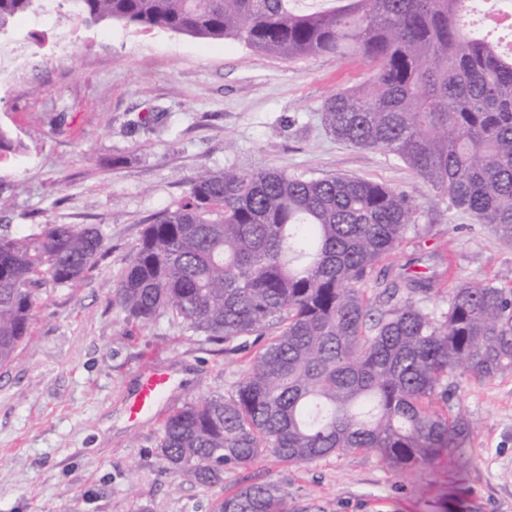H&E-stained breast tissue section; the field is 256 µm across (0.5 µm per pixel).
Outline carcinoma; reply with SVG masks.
Wrapping results in <instances>:
<instances>
[{
    "label": "carcinoma",
    "instance_id": "1",
    "mask_svg": "<svg viewBox=\"0 0 512 512\" xmlns=\"http://www.w3.org/2000/svg\"><path fill=\"white\" fill-rule=\"evenodd\" d=\"M37 0H0V34ZM75 15L143 30L235 39L288 57L359 54L373 71L337 92L321 121L336 139L406 163L449 205L512 237V55L480 0H73ZM25 150L0 127V163ZM426 226L404 192L362 178L260 169L201 171L147 225L113 289L141 324L170 310L186 329L233 343L277 334L236 389L167 417L158 448L202 486L273 456L309 463L370 449L393 469L464 448L474 424L448 417V379L512 371V289L463 283L448 308L424 272L388 260ZM99 225L0 234V365L29 334L35 288L81 280L104 252ZM375 280L372 307L359 285ZM216 512H297L278 484L221 499Z\"/></svg>",
    "mask_w": 512,
    "mask_h": 512
}]
</instances>
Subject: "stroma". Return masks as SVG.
<instances>
[{
  "label": "stroma",
  "instance_id": "35a3bbf8",
  "mask_svg": "<svg viewBox=\"0 0 512 512\" xmlns=\"http://www.w3.org/2000/svg\"><path fill=\"white\" fill-rule=\"evenodd\" d=\"M28 47L0 72V126L26 149L0 165V230L96 224L105 255L73 285L36 292L30 338L0 366V512H214L253 483L274 482L309 512H512V371L454 379L449 414L476 425L466 448L391 469L372 451L290 465L272 456L203 487L176 477L157 448L175 408L228 394L260 345L216 344L162 312L127 320L112 290L146 225L174 208L203 170L342 174L408 192L424 237L391 264L441 275L424 301L444 309L461 282H512V238L465 213L383 152L341 143L321 123L325 100L363 83L364 60L288 58L233 40H201L71 15L39 0L0 35ZM171 382L130 420L144 378Z\"/></svg>",
  "mask_w": 512,
  "mask_h": 512
}]
</instances>
